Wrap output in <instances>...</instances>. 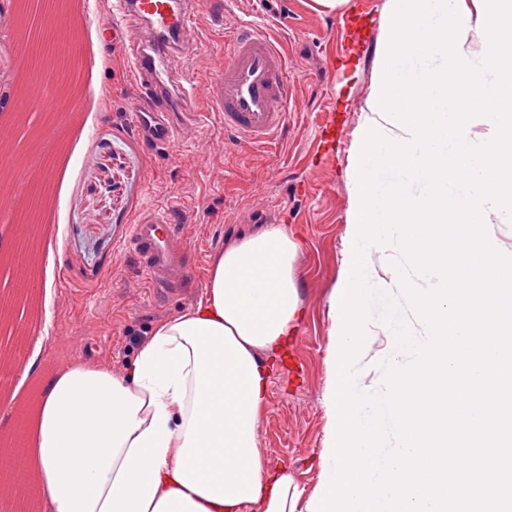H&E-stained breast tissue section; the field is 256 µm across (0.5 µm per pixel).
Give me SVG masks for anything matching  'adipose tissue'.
<instances>
[{
	"label": "adipose tissue",
	"mask_w": 512,
	"mask_h": 512,
	"mask_svg": "<svg viewBox=\"0 0 512 512\" xmlns=\"http://www.w3.org/2000/svg\"><path fill=\"white\" fill-rule=\"evenodd\" d=\"M297 242L271 224L217 252L203 293L156 322L132 363L72 361L10 432L39 512H307L258 447L270 358L299 314Z\"/></svg>",
	"instance_id": "adipose-tissue-1"
}]
</instances>
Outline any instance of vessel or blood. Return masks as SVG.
Instances as JSON below:
<instances>
[{"mask_svg": "<svg viewBox=\"0 0 512 512\" xmlns=\"http://www.w3.org/2000/svg\"><path fill=\"white\" fill-rule=\"evenodd\" d=\"M198 6V0H115L116 17L110 26L124 38L131 62L135 127L154 145L171 147L182 127L200 123L202 115L192 103L201 96L218 112L225 132L238 140L256 142L282 135L292 89L285 56L265 29L231 26L221 68L205 90L180 82L174 62L197 47L192 29ZM43 24L66 30L78 43L87 36L84 24L66 12H51ZM72 97L57 84L53 69L45 68L42 78L26 89L16 118L53 110ZM18 134L17 125L0 128V169L23 184L31 161L15 147ZM126 246L137 256L154 294L167 296L187 286L190 270L183 232L172 224L169 209L144 208L130 227Z\"/></svg>", "mask_w": 512, "mask_h": 512, "instance_id": "b4317fda", "label": "vessel or blood"}]
</instances>
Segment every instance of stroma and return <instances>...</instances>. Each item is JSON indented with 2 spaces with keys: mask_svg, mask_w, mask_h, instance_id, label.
<instances>
[{
  "mask_svg": "<svg viewBox=\"0 0 512 512\" xmlns=\"http://www.w3.org/2000/svg\"><path fill=\"white\" fill-rule=\"evenodd\" d=\"M221 2V10L201 9L195 19L200 47L180 64L187 82L201 86L212 76L230 24L268 26L289 62L287 131L268 144L247 143L211 117L184 129L172 148L154 149L131 123L130 63L106 25L113 0H90L97 25L87 53L97 64L80 74L99 83L101 93L83 106L85 129L64 122V104L22 129L19 146L27 153L34 131L67 143L46 185L54 207L25 227L0 221V248L23 244L41 255L39 265L21 270L31 284L25 301L0 289V426L37 397L39 378L24 374L29 355H38L47 371L76 359L121 370L159 319L199 299L213 255L244 234L281 224L299 244L303 316L273 361L258 446L269 473L288 468L309 494L319 482L326 435L329 298L347 246L349 149L372 89L386 0H345L333 8L325 0ZM14 11L13 0L0 7V116L17 107L19 73L7 49ZM352 15L375 31L361 59L347 61L340 26ZM330 118L335 139L324 143L320 134ZM148 201L173 209L191 266L188 286L164 299L154 297L135 257L121 246L130 218Z\"/></svg>",
  "mask_w": 512,
  "mask_h": 512,
  "instance_id": "1",
  "label": "stroma"
}]
</instances>
